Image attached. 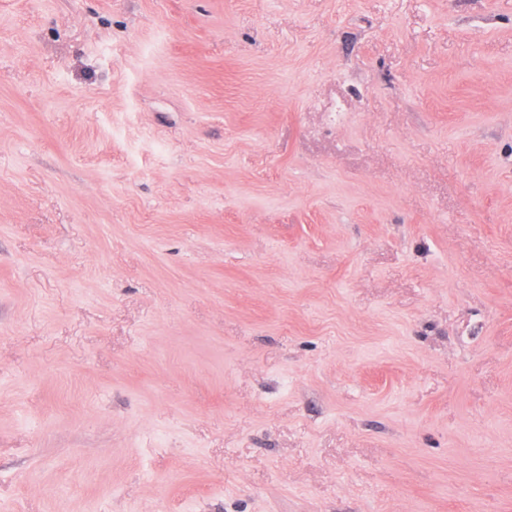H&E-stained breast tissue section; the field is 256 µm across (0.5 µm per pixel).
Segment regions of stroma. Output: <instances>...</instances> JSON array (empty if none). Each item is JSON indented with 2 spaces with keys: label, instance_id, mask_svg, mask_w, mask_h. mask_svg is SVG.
<instances>
[{
  "label": "stroma",
  "instance_id": "1",
  "mask_svg": "<svg viewBox=\"0 0 512 512\" xmlns=\"http://www.w3.org/2000/svg\"><path fill=\"white\" fill-rule=\"evenodd\" d=\"M0 512H512V0H0Z\"/></svg>",
  "mask_w": 512,
  "mask_h": 512
}]
</instances>
